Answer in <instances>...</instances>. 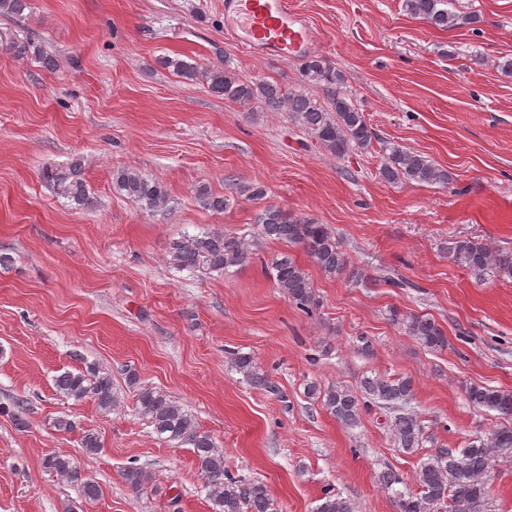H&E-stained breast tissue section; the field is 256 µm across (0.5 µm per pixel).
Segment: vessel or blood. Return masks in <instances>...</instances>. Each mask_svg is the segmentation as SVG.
Listing matches in <instances>:
<instances>
[{
	"instance_id": "vessel-or-blood-1",
	"label": "vessel or blood",
	"mask_w": 512,
	"mask_h": 512,
	"mask_svg": "<svg viewBox=\"0 0 512 512\" xmlns=\"http://www.w3.org/2000/svg\"><path fill=\"white\" fill-rule=\"evenodd\" d=\"M224 27L233 42L258 55L302 57L316 40L291 0H224Z\"/></svg>"
}]
</instances>
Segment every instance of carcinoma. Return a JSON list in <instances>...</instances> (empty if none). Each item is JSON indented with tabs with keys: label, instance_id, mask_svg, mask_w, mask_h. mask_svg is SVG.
<instances>
[{
	"label": "carcinoma",
	"instance_id": "carcinoma-1",
	"mask_svg": "<svg viewBox=\"0 0 512 512\" xmlns=\"http://www.w3.org/2000/svg\"><path fill=\"white\" fill-rule=\"evenodd\" d=\"M448 0H405V8L415 18L440 28L454 25L455 15L446 8ZM29 8V0H0V14L20 16ZM18 54L30 55L47 71L58 68V60L31 42L18 46ZM161 64L188 81H201L217 96L238 104H254L262 111L285 109L300 127L308 130L316 141L336 158L345 157L353 149L367 150L374 132L353 97L343 91L344 77L333 63L318 54L307 56L299 70L300 88L288 90L275 82L254 81L231 70L227 65L199 67L178 58L165 57ZM320 84L328 92L327 103L308 94L303 87ZM385 153L380 174L388 182L415 181L444 183L448 172L437 167L427 157L395 143L383 146ZM43 181L56 195L69 200L76 209L93 205L82 178L81 162L75 160L62 168H45ZM113 187L146 211L164 212L170 202L167 186L149 179L134 169H118L112 177ZM198 202L205 209L221 211L228 199L214 194L206 185L196 190ZM260 235L264 239L298 244L313 263L325 274L348 271L349 261L339 241L323 224H312L294 218L277 207H267L257 214ZM448 253L465 266L476 278L487 276L512 279V252L494 249L467 240L451 243ZM249 243L236 236L205 233L185 239L177 248L176 259L183 267L196 266L201 261L215 271L240 266L249 259ZM274 281L279 291L303 311L309 313L320 306L308 272L286 253L272 262ZM408 335L424 347L438 350L448 346L441 326L426 315H411L402 319ZM231 368L255 387L276 397H282L280 387L248 353H235ZM58 394L76 402L92 398L98 407L112 410L115 397L112 380L100 371H64L54 379ZM308 393L318 396L322 405L343 426L360 424L363 410L377 406L389 411V430L394 443L408 454L414 453L426 441L425 426L407 410L413 400V384L408 378L374 375L362 381L357 395L338 385L326 388L314 384ZM469 402L477 408L498 412L512 420V392L482 385L467 389ZM137 413L153 427L154 432L168 442L177 441L193 448L202 488L214 505V512H278V506L267 486L259 481L245 480L229 473L224 465V452L214 439L199 430L195 418L163 391L143 386L138 389ZM512 454V425L503 426L487 438H477L457 451L440 448L436 454L420 463L415 471V491L397 493L398 512H482L487 497L486 473L498 455ZM43 468L77 486L86 500L99 496V486L86 476L65 455L52 454L44 458ZM127 485L135 492L143 491L153 482L150 473L139 467L123 472ZM314 512H355L354 504L337 493H324Z\"/></svg>",
	"mask_w": 512,
	"mask_h": 512
}]
</instances>
